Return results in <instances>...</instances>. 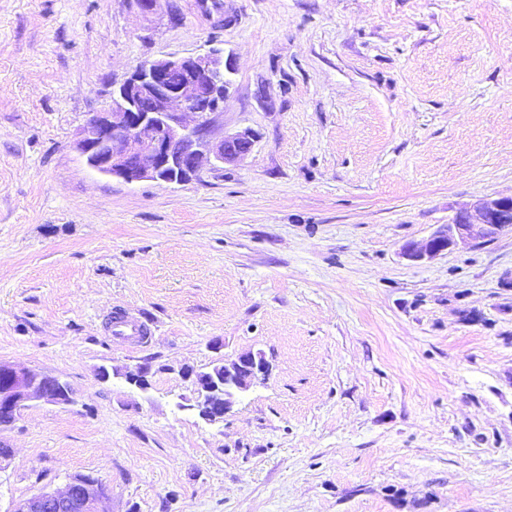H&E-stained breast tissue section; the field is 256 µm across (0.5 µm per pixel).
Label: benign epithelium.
I'll return each mask as SVG.
<instances>
[{
  "label": "benign epithelium",
  "instance_id": "7a95c632",
  "mask_svg": "<svg viewBox=\"0 0 512 512\" xmlns=\"http://www.w3.org/2000/svg\"><path fill=\"white\" fill-rule=\"evenodd\" d=\"M173 72L183 74L176 85L169 83ZM232 74V60L215 47L195 56L146 60L112 92L109 107L86 120L74 149L90 169L127 184L149 179L181 185L200 179L207 167L234 163L252 151L257 136L250 129L214 136ZM508 230L512 197H485L428 238L406 244L402 255L431 262L461 244L490 241ZM261 358L248 352L220 362L212 374H195L199 416L211 423L224 420L234 400L257 381L254 370ZM33 401L69 405L72 389L57 376L0 363V430ZM107 498L98 479L77 476L64 489L43 490L8 512H101Z\"/></svg>",
  "mask_w": 512,
  "mask_h": 512
}]
</instances>
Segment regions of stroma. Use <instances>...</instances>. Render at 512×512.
I'll list each match as a JSON object with an SVG mask.
<instances>
[{
  "mask_svg": "<svg viewBox=\"0 0 512 512\" xmlns=\"http://www.w3.org/2000/svg\"><path fill=\"white\" fill-rule=\"evenodd\" d=\"M212 46L249 155L184 185L86 165L114 85ZM487 196L512 0H0V362L74 398L0 431V507L89 475L106 512H512V232L401 255ZM247 351L268 380L205 422L185 370ZM147 334L146 325L137 318L122 315L113 317L112 335L113 336H145Z\"/></svg>",
  "mask_w": 512,
  "mask_h": 512,
  "instance_id": "obj_1",
  "label": "stroma"
}]
</instances>
